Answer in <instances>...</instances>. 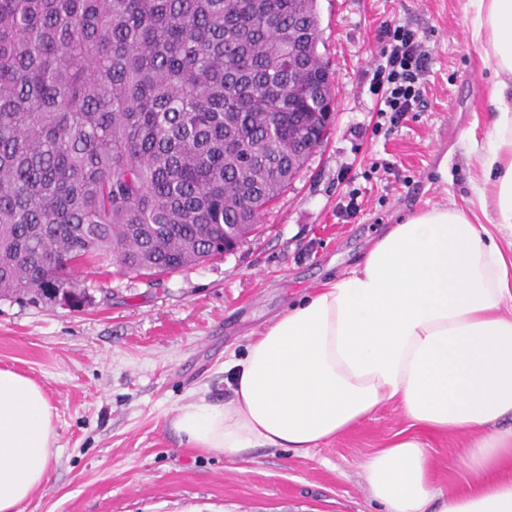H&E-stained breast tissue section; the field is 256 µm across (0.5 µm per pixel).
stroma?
<instances>
[{
	"mask_svg": "<svg viewBox=\"0 0 512 512\" xmlns=\"http://www.w3.org/2000/svg\"><path fill=\"white\" fill-rule=\"evenodd\" d=\"M316 5L335 120L235 252L154 281L103 264L82 274L93 301L79 308L0 301V368L38 382L57 410L49 479L20 512H383L362 464L403 431L428 448L439 488H467V436L411 426L395 404L305 457L206 452L171 427L197 397L229 401L225 361L354 267L388 225L436 205L470 209L481 180L493 69L468 37L467 0ZM386 22L416 30L429 51L425 106L395 127L379 111L374 79Z\"/></svg>",
	"mask_w": 512,
	"mask_h": 512,
	"instance_id": "obj_1",
	"label": "stroma"
}]
</instances>
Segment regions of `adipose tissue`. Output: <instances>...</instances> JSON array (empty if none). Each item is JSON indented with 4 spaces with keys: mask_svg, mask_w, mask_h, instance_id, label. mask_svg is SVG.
<instances>
[{
    "mask_svg": "<svg viewBox=\"0 0 512 512\" xmlns=\"http://www.w3.org/2000/svg\"><path fill=\"white\" fill-rule=\"evenodd\" d=\"M470 38L493 62L491 143L477 204L488 224L437 206L391 225L362 262L271 322L230 359L233 394L198 397L171 422L192 447L305 456L386 403L412 423L465 434L466 491L436 487L424 444L403 436L364 463L385 512H512V0H469ZM54 408L0 368V512L48 478Z\"/></svg>",
    "mask_w": 512,
    "mask_h": 512,
    "instance_id": "obj_1",
    "label": "adipose tissue"
}]
</instances>
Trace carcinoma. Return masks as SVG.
I'll return each mask as SVG.
<instances>
[{"instance_id": "1", "label": "carcinoma", "mask_w": 512, "mask_h": 512, "mask_svg": "<svg viewBox=\"0 0 512 512\" xmlns=\"http://www.w3.org/2000/svg\"><path fill=\"white\" fill-rule=\"evenodd\" d=\"M316 0H0V300L78 308L246 239L328 127Z\"/></svg>"}]
</instances>
